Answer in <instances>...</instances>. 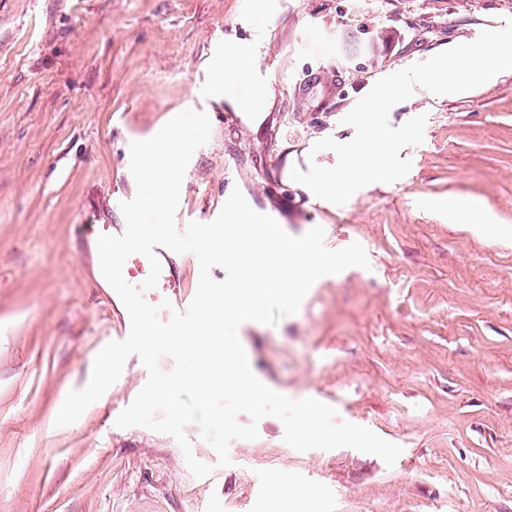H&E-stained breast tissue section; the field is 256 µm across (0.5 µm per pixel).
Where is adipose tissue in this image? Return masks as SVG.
I'll list each match as a JSON object with an SVG mask.
<instances>
[{"label": "adipose tissue", "instance_id": "ef3b65f1", "mask_svg": "<svg viewBox=\"0 0 512 512\" xmlns=\"http://www.w3.org/2000/svg\"><path fill=\"white\" fill-rule=\"evenodd\" d=\"M255 54L251 44L238 45L224 56V69L211 80L214 98L227 101L236 111L254 115L262 112L268 90L261 78L254 75L249 62Z\"/></svg>", "mask_w": 512, "mask_h": 512}]
</instances>
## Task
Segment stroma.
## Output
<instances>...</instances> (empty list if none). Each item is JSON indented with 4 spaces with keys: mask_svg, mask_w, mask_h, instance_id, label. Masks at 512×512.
Instances as JSON below:
<instances>
[{
    "mask_svg": "<svg viewBox=\"0 0 512 512\" xmlns=\"http://www.w3.org/2000/svg\"><path fill=\"white\" fill-rule=\"evenodd\" d=\"M512 0H0V512H512V72L466 95L415 91L392 126L427 117L409 173L345 204L287 168L334 166L331 137L377 80L504 27ZM260 124H224L213 58L254 32ZM206 113L176 221L209 222L239 188L292 236L360 243L370 266L311 288L277 324L238 337L258 377L401 446L394 465L350 447L299 452L267 416L222 466L185 426L115 421L147 381L138 356L73 424L55 426L129 314L95 272L82 224L121 234L136 185L129 146L185 110ZM481 202L500 228L452 224L441 202ZM287 473L300 498L282 503Z\"/></svg>",
    "mask_w": 512,
    "mask_h": 512,
    "instance_id": "obj_1",
    "label": "stroma"
}]
</instances>
